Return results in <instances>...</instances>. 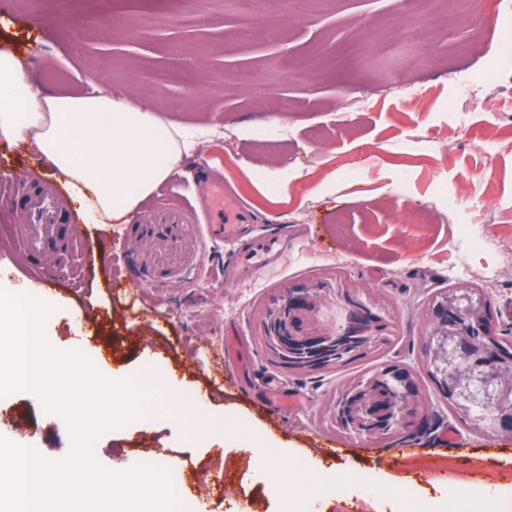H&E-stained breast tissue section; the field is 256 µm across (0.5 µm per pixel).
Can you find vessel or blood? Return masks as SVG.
Returning a JSON list of instances; mask_svg holds the SVG:
<instances>
[{
    "label": "vessel or blood",
    "instance_id": "obj_1",
    "mask_svg": "<svg viewBox=\"0 0 512 512\" xmlns=\"http://www.w3.org/2000/svg\"><path fill=\"white\" fill-rule=\"evenodd\" d=\"M16 199L24 218L12 225L11 236L25 253L29 268L37 274L41 292L50 300L67 299L69 290L49 269L45 259L61 252L69 240L74 221L71 212L56 188L45 182L15 178ZM205 211L212 234L227 240L235 239L240 225L249 223V211L235 201L223 180H213L206 192Z\"/></svg>",
    "mask_w": 512,
    "mask_h": 512
}]
</instances>
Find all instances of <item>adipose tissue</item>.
Returning a JSON list of instances; mask_svg holds the SVG:
<instances>
[{
  "label": "adipose tissue",
  "mask_w": 512,
  "mask_h": 512,
  "mask_svg": "<svg viewBox=\"0 0 512 512\" xmlns=\"http://www.w3.org/2000/svg\"><path fill=\"white\" fill-rule=\"evenodd\" d=\"M149 106L109 94H61L0 49V140L36 150L90 223L126 221L188 144Z\"/></svg>",
  "instance_id": "adipose-tissue-1"
}]
</instances>
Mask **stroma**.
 <instances>
[{
	"label": "stroma",
	"instance_id": "stroma-1",
	"mask_svg": "<svg viewBox=\"0 0 512 512\" xmlns=\"http://www.w3.org/2000/svg\"><path fill=\"white\" fill-rule=\"evenodd\" d=\"M181 12L197 25L179 26ZM125 25L146 30L142 44L125 43ZM0 41L46 87L146 103L192 142L126 223L106 236L77 222L69 254L51 261L76 288L45 320L48 345L86 335L99 374L151 395L94 439L100 467L149 458L185 471L176 512H283L262 460L271 445L301 488L323 486L305 512H441L454 486L512 490V434L475 426L421 365L425 308L457 283L512 321V0H309L302 13L287 0L245 12L234 0H11ZM212 164L253 215L229 243L196 212ZM271 235L288 254L241 270L240 254ZM86 244L134 288L108 287ZM310 280L383 305L387 343L318 372L272 362L257 313ZM390 362L415 368L428 419L378 440L337 428L336 390ZM196 393L210 396L208 427L192 434L171 406ZM17 419L38 456L70 455L67 421L38 395L0 398V435Z\"/></svg>",
	"mask_w": 512,
	"mask_h": 512
}]
</instances>
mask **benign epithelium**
<instances>
[{
    "mask_svg": "<svg viewBox=\"0 0 512 512\" xmlns=\"http://www.w3.org/2000/svg\"><path fill=\"white\" fill-rule=\"evenodd\" d=\"M331 293L323 282L295 284L282 291L279 301L288 305L296 334L288 345L278 344L281 364L306 372L283 353L303 346L316 354L323 339L348 333L353 323L367 327L366 350L385 341L391 329L381 309L361 302L354 316L349 293L336 303L332 323L324 324L321 314ZM276 311L270 304L261 312L265 341L274 335ZM427 314L433 328L423 347L424 361L434 374L448 380V402L466 415L481 403L487 412L474 417L476 425L512 430V325H497L484 296L465 283L435 297ZM331 408L339 428L373 440L415 429L427 419L431 403L411 368L386 364L370 377L342 388Z\"/></svg>",
    "mask_w": 512,
    "mask_h": 512,
    "instance_id": "obj_1",
    "label": "benign epithelium"
}]
</instances>
